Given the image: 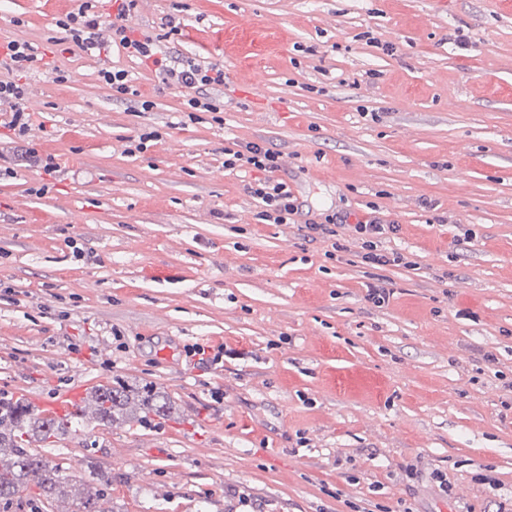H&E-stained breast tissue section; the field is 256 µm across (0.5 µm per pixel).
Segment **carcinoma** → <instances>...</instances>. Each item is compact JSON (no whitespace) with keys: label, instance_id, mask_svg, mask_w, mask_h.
Listing matches in <instances>:
<instances>
[{"label":"carcinoma","instance_id":"cac0c4a2","mask_svg":"<svg viewBox=\"0 0 512 512\" xmlns=\"http://www.w3.org/2000/svg\"><path fill=\"white\" fill-rule=\"evenodd\" d=\"M92 398L95 419L103 426L119 418L141 423L150 414L160 418L172 409L167 394L151 384L115 380L96 387ZM74 419L73 415L60 419L38 414L21 397L0 398V502L8 505L35 487L40 500H72V512H114L110 507L111 480L96 486L76 481L29 447L33 437L48 442L67 435Z\"/></svg>","mask_w":512,"mask_h":512}]
</instances>
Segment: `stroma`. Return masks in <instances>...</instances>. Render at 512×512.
Instances as JSON below:
<instances>
[{
	"label": "stroma",
	"mask_w": 512,
	"mask_h": 512,
	"mask_svg": "<svg viewBox=\"0 0 512 512\" xmlns=\"http://www.w3.org/2000/svg\"><path fill=\"white\" fill-rule=\"evenodd\" d=\"M71 5L0 0V42L55 48L66 75L29 74L28 132H0V396L121 379L173 412L32 448L111 475L115 512H503L512 0H138L137 36L187 22L168 66L223 67L220 125L182 119L180 89L125 54L68 52ZM106 62L134 94L113 97ZM149 128L161 140L128 155ZM246 142L281 153L296 223L261 221L254 173L225 170ZM373 205L415 268L363 265L354 244L328 258L303 229ZM195 343L239 355L201 364Z\"/></svg>",
	"instance_id": "obj_1"
}]
</instances>
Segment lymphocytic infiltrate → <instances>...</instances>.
I'll return each instance as SVG.
<instances>
[{"instance_id":"lymphocytic-infiltrate-1","label":"lymphocytic infiltrate","mask_w":512,"mask_h":512,"mask_svg":"<svg viewBox=\"0 0 512 512\" xmlns=\"http://www.w3.org/2000/svg\"><path fill=\"white\" fill-rule=\"evenodd\" d=\"M74 7L58 19L59 28L66 31L68 39L81 51L92 54L101 52L102 48L117 51L137 58L142 64H153L162 77L164 84L180 88L183 92V105L186 112L219 113L217 100L199 96V89L223 85L224 70L221 67L187 64L180 69H171L164 64L157 49V42L152 38L134 37L123 25L125 15L135 8L137 0H112L115 9L112 23V37L109 45L99 41V14L95 7L97 0H74ZM0 60L8 65L11 78H0V100L14 101L15 107L8 123L10 130L25 132L29 127L30 115L22 106L26 95L24 78L30 71L45 69L53 75H60L61 70L54 63L46 61L32 43L20 40L8 41L0 47ZM224 167L228 170L249 169L255 171L256 177L250 186V194L262 206L260 217L270 224H290L300 210L296 197L284 179L279 178L280 156L277 152L257 143L249 142L238 149H225ZM351 227L357 240L361 243V259L366 265L385 266L389 264H408L409 259L397 251H387L384 240L397 233L398 224L384 222L377 218L350 222L348 214L334 213L328 215L321 224H308L309 233L331 238L334 251H343L344 246L337 242L335 236L339 228Z\"/></svg>"}]
</instances>
